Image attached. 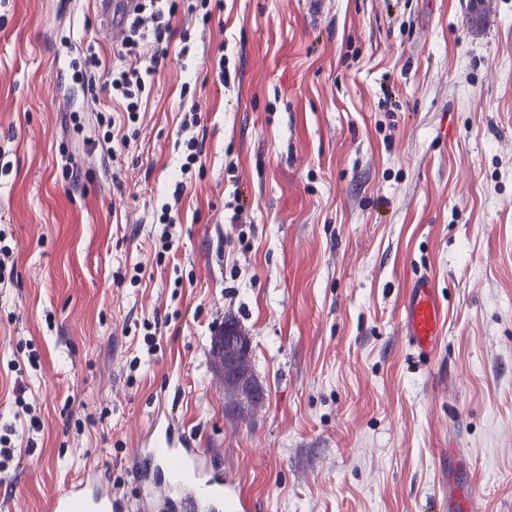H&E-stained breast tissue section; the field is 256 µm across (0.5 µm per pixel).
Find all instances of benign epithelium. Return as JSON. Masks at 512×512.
Masks as SVG:
<instances>
[{
	"instance_id": "benign-epithelium-1",
	"label": "benign epithelium",
	"mask_w": 512,
	"mask_h": 512,
	"mask_svg": "<svg viewBox=\"0 0 512 512\" xmlns=\"http://www.w3.org/2000/svg\"><path fill=\"white\" fill-rule=\"evenodd\" d=\"M250 352V337L235 326H224V334L215 338L214 357L224 384L241 399L257 392L248 369Z\"/></svg>"
}]
</instances>
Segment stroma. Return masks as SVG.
<instances>
[{
  "label": "stroma",
  "mask_w": 512,
  "mask_h": 512,
  "mask_svg": "<svg viewBox=\"0 0 512 512\" xmlns=\"http://www.w3.org/2000/svg\"><path fill=\"white\" fill-rule=\"evenodd\" d=\"M172 26L130 124L81 91L123 39L93 0H0V512L84 474L169 512L133 468L163 414L246 512H443L452 455L476 512H512V0H223ZM421 273L447 311L427 361L402 322ZM185 150H184V162L180 166V171L182 174V177L186 181H179L176 184L175 190H174V197L177 199L178 196L184 191V186L187 182V175L192 171V168L198 163L200 159V155L202 152V146L198 143L195 139H188L187 141L183 142ZM250 352V337L236 326L224 325V334L216 335L214 357L217 367L224 376L225 386L240 399L255 396L257 392L248 369Z\"/></svg>",
  "instance_id": "stroma-1"
}]
</instances>
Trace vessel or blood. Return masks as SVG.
<instances>
[{"mask_svg":"<svg viewBox=\"0 0 512 512\" xmlns=\"http://www.w3.org/2000/svg\"><path fill=\"white\" fill-rule=\"evenodd\" d=\"M134 0H99L102 22L119 30L125 25ZM404 325L409 343L419 358H427L436 347L442 326V311L431 278L422 274L410 284L404 306ZM175 480L179 503L194 512H220L225 502H239L236 485L218 478V459L202 455L194 440L169 429L155 436L152 449L143 454L138 475L149 482L160 468ZM120 503L103 489L100 479L73 482L50 503V512H120Z\"/></svg>","mask_w":512,"mask_h":512,"instance_id":"obj_1","label":"vessel or blood"}]
</instances>
